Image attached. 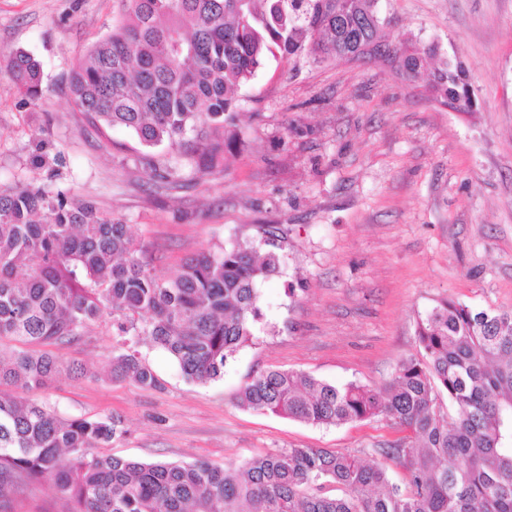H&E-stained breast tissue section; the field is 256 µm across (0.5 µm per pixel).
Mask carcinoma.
<instances>
[{"instance_id": "carcinoma-1", "label": "carcinoma", "mask_w": 512, "mask_h": 512, "mask_svg": "<svg viewBox=\"0 0 512 512\" xmlns=\"http://www.w3.org/2000/svg\"><path fill=\"white\" fill-rule=\"evenodd\" d=\"M379 0H120L122 18L73 72L71 102L108 138L124 128L145 147L182 154L195 132L196 167H217L242 145L236 94L267 56L314 63L384 47L406 79L440 59L428 90L473 108L463 70L434 43L383 44ZM31 102L39 63L16 51L6 66ZM279 255L252 241L203 249L170 277L147 246L93 203L49 186L0 188V339L66 345L104 316L120 336H146L187 379L208 383L254 336L259 285ZM114 380L161 382L128 348L112 352ZM60 356L0 352V512L17 481H48L71 512H512V311L452 300L418 324L416 351L381 386H338L304 372L268 370L240 390L260 413L316 426L384 420L404 433L373 461L327 448H288L215 466L103 457L121 421L63 419L11 388L41 391ZM72 465H60V454Z\"/></svg>"}]
</instances>
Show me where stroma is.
Wrapping results in <instances>:
<instances>
[{
  "label": "stroma",
  "mask_w": 512,
  "mask_h": 512,
  "mask_svg": "<svg viewBox=\"0 0 512 512\" xmlns=\"http://www.w3.org/2000/svg\"><path fill=\"white\" fill-rule=\"evenodd\" d=\"M114 0H0V185L48 184L93 202L151 246L167 277L183 259L284 231L281 265L260 286L265 329L229 358L223 375L187 380L147 339L140 357L161 381L113 380L107 363L123 339L111 322L65 346L36 352L81 365L37 395L65 418L121 419L123 437L100 455L221 466L284 448L367 455L398 438L384 421L312 426L246 410L253 375L295 370L332 384L378 386L413 353L421 319L452 299L512 310V0H380L383 39L434 41L467 75L476 106L432 100L426 78H402L384 57L269 59L238 93L243 147L218 168L180 166V179L148 176L142 146L115 129L112 145L74 109L69 76L112 31ZM24 50L43 71L31 103L2 69ZM14 512H69L47 483L11 489Z\"/></svg>",
  "instance_id": "1"
}]
</instances>
